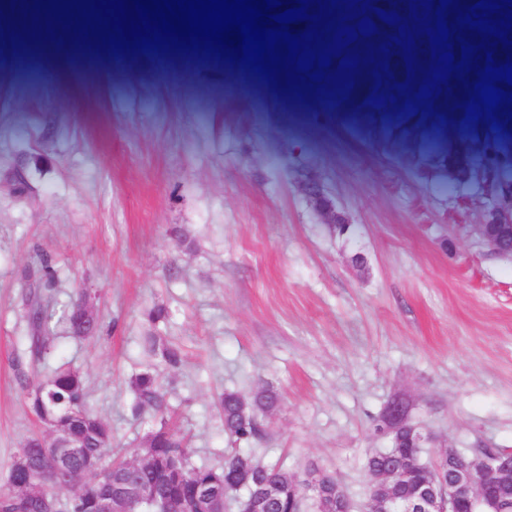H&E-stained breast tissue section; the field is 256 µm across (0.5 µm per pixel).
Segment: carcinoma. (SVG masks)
I'll return each instance as SVG.
<instances>
[{"label": "carcinoma", "mask_w": 512, "mask_h": 512, "mask_svg": "<svg viewBox=\"0 0 512 512\" xmlns=\"http://www.w3.org/2000/svg\"><path fill=\"white\" fill-rule=\"evenodd\" d=\"M370 5L387 12L394 11L415 24L409 10V0H371ZM444 103L448 116L458 132L476 144L487 155L491 163L485 167L490 177H496L500 157L508 146H512V124L509 116L495 112V119H465L463 101L452 97L458 85H449ZM504 121L502 128H492V121ZM475 169L459 160H448V177L454 185H467L476 182ZM478 183V182H476ZM480 191H486L483 183H478ZM63 322L71 338L83 341L94 338L100 326L94 312L88 305L72 300L59 310L49 311L36 301L32 304L29 316V336L27 345L31 356L40 359L50 349L51 332L56 323ZM133 410L139 413L151 409L160 418V426L146 437L151 448L148 457L138 456L128 459L112 448V429L99 416L87 407V391L83 375L71 368L58 367L38 380L27 390L28 407L37 418L50 415L64 430L76 453L67 457L57 472L45 475L41 469V457L47 447L45 438L34 435L16 449L7 476L5 488L0 490V512H16L25 507L30 512H40V501L33 498L26 502L20 498L23 491L34 487L42 488V495L54 503L58 512H96V502L105 487L88 475V466L98 465L112 482L128 487H147L160 497L182 498L192 493L198 485L224 489V484L233 480L245 482V487L257 494L270 485L280 488L279 496L270 504L268 512H296L298 507L297 473H289L277 464H264L257 460L246 448L236 447L224 458L219 466L202 465L190 467V449L184 440L172 432L166 424L165 394L156 376L145 371L138 374L133 383ZM244 396L227 391L220 399L224 419V434L235 444L247 443L261 433V416L270 412L278 396L268 387L248 403ZM401 405L391 401L384 409L376 424V430L389 436V446L375 449L366 456L365 469L368 472L386 470L390 477L388 489L398 494H409L415 490L412 477L425 479L434 472L423 474L418 468V450L410 446L411 434L418 428L411 421L409 413L396 421L392 409Z\"/></svg>", "instance_id": "carcinoma-1"}]
</instances>
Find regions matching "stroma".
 <instances>
[{"label":"stroma","instance_id":"stroma-1","mask_svg":"<svg viewBox=\"0 0 512 512\" xmlns=\"http://www.w3.org/2000/svg\"><path fill=\"white\" fill-rule=\"evenodd\" d=\"M384 79L360 65L331 102L206 56L163 64L58 41L33 66L0 55V484L38 430L11 367L29 304L84 287L99 338L57 327L33 369L80 370L127 454L159 423L131 410L146 370L191 465L231 448L220 394L270 387L249 450L291 472L317 465L356 505L394 398L439 444L512 452V255L474 232L482 199L448 182L449 157L482 156L424 99L367 110L357 88ZM313 182L350 233L326 223ZM148 336L180 349L177 371Z\"/></svg>","mask_w":512,"mask_h":512}]
</instances>
